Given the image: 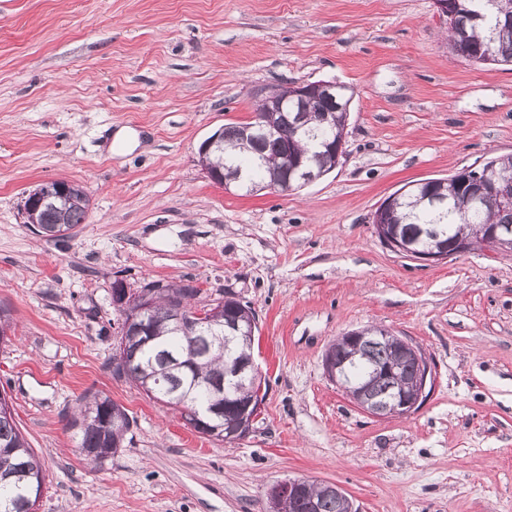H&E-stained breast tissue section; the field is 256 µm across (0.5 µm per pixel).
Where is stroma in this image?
Wrapping results in <instances>:
<instances>
[{"instance_id":"stroma-1","label":"stroma","mask_w":512,"mask_h":512,"mask_svg":"<svg viewBox=\"0 0 512 512\" xmlns=\"http://www.w3.org/2000/svg\"><path fill=\"white\" fill-rule=\"evenodd\" d=\"M433 0H0V392L45 472L38 512H268L267 486L340 487L356 512H512V254L425 264L370 217L411 181L512 155V66L455 57ZM354 90L346 154L294 193L224 190L198 147L250 121L255 85ZM140 143L111 149L118 129ZM79 184L72 238L26 194ZM229 291L256 312L262 414L227 444L112 372V283ZM382 325L429 356L416 413L364 414L323 371ZM129 415L95 464L68 421L84 394ZM76 184L51 180L37 185L28 194L24 202L26 224H30L47 240H59L71 237L74 229L87 219L89 199L84 191L75 195L74 200L59 208L47 207L54 200H65L70 196ZM47 207V208H46ZM43 212L42 224L39 216ZM41 227H40V225Z\"/></svg>"}]
</instances>
